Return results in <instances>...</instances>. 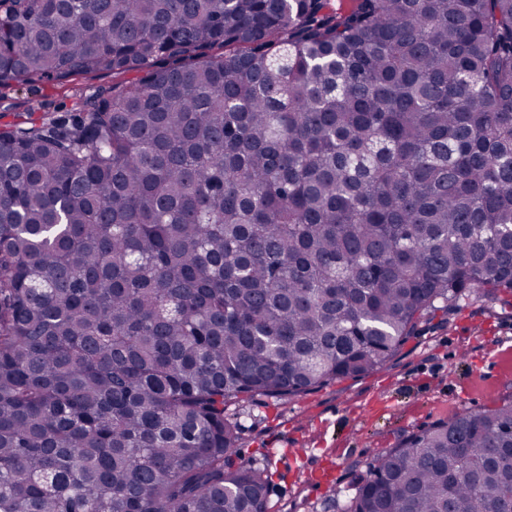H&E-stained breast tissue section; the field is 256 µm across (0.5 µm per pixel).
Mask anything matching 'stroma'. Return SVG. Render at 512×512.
<instances>
[{"label":"stroma","instance_id":"stroma-1","mask_svg":"<svg viewBox=\"0 0 512 512\" xmlns=\"http://www.w3.org/2000/svg\"><path fill=\"white\" fill-rule=\"evenodd\" d=\"M112 84L108 74L14 84L0 88V115L63 116ZM419 329L374 373L295 398L255 395L226 405L240 426L242 461L273 473L267 512H339L366 466L404 434L512 399V296L464 295Z\"/></svg>","mask_w":512,"mask_h":512}]
</instances>
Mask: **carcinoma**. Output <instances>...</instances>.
<instances>
[{"mask_svg": "<svg viewBox=\"0 0 512 512\" xmlns=\"http://www.w3.org/2000/svg\"><path fill=\"white\" fill-rule=\"evenodd\" d=\"M0 512H266L231 400L385 366L512 293V0H0ZM512 512V400L342 512ZM112 74H87L58 84L51 81H36L13 84L0 88V123L12 120L14 113H52L53 116L76 112V102L84 95L98 90H109L113 84Z\"/></svg>", "mask_w": 512, "mask_h": 512, "instance_id": "carcinoma-1", "label": "carcinoma"}]
</instances>
